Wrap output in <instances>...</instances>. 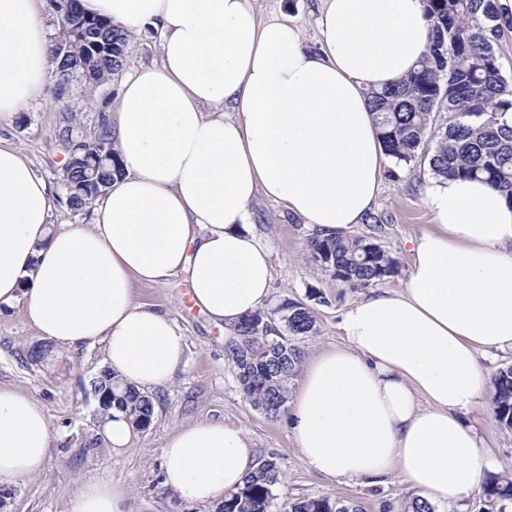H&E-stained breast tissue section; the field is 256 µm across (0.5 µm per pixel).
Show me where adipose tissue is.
<instances>
[{
	"label": "adipose tissue",
	"mask_w": 512,
	"mask_h": 512,
	"mask_svg": "<svg viewBox=\"0 0 512 512\" xmlns=\"http://www.w3.org/2000/svg\"><path fill=\"white\" fill-rule=\"evenodd\" d=\"M42 0H0V116L32 103L50 70ZM129 32L160 34V60L123 81L112 137L123 174L92 224L51 232L57 197L18 147L0 143V304L23 299L40 336L105 345V364L141 389L186 366L175 320L135 303L133 281L185 275L193 303L236 329L272 294L257 197L320 235L363 223L387 160L367 93L427 51L422 0H319V46L251 0H84ZM432 231L412 240L403 288L344 313L342 345L303 367L290 410L302 460L342 483L397 477L431 504L458 501L490 470L461 419L490 374L478 354L512 348V204L486 182L434 180ZM53 432L36 401L0 385V486L42 474ZM163 484L218 502L255 468L246 431L198 421L161 449ZM67 512H128L125 489L84 484Z\"/></svg>",
	"instance_id": "adipose-tissue-1"
}]
</instances>
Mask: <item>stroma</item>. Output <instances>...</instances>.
Wrapping results in <instances>:
<instances>
[{"label": "stroma", "instance_id": "1", "mask_svg": "<svg viewBox=\"0 0 512 512\" xmlns=\"http://www.w3.org/2000/svg\"><path fill=\"white\" fill-rule=\"evenodd\" d=\"M260 19L286 15L297 21L307 46L317 47L316 0H252ZM59 118L49 89L19 112L0 117V140L21 148L37 175L61 191L60 173L67 154L53 137ZM431 174L423 166L388 160L387 174L372 208L381 216L382 228L354 225L353 233L377 234L379 242L396 260L394 276L377 282L376 290L404 286L411 269L410 239L430 231L435 216L426 203ZM254 225L271 247L272 303L286 299L308 303L317 333L302 344L305 358L342 344L340 322L345 311L360 298L315 261L307 245L313 230L282 205L258 198L252 205ZM136 303L169 314L187 342V366L169 384L153 389L156 408L148 430L132 433L128 444L112 448L94 415L96 403L89 395L90 380L105 367L103 344L67 348L50 345L39 360L28 354L44 345L28 324L21 303L0 309V384L20 389L44 409L55 433V445L39 476L18 481L0 512H66L69 497L92 481H108L130 493L129 512H212L211 506L178 499L161 480V447L180 426L197 421L222 420L243 427L257 459H274L282 483L276 490L274 512L288 501L315 496L357 502L363 512H403L414 492L404 482L391 479L378 486L344 484L311 470L301 459L287 414L275 417L256 410L240 392L234 365L227 355L230 336L223 324L194 307L190 288L181 276L162 283L134 281ZM491 460L492 472L512 471V430L501 428L491 405L469 412Z\"/></svg>", "mask_w": 512, "mask_h": 512}]
</instances>
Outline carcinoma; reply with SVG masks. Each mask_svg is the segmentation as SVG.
Segmentation results:
<instances>
[{"label": "carcinoma", "mask_w": 512, "mask_h": 512, "mask_svg": "<svg viewBox=\"0 0 512 512\" xmlns=\"http://www.w3.org/2000/svg\"><path fill=\"white\" fill-rule=\"evenodd\" d=\"M432 22L428 52L401 82L372 91L369 101L387 156L405 165L425 164L436 177L484 179L512 203V125L498 116L512 110V90L502 75L494 45L512 29V16L498 0H422ZM130 34L107 17L81 9L61 20L51 39L54 81L63 78L100 87L127 65ZM55 140L67 154L84 161L72 164L61 180L69 207H91L121 174L113 147L112 125L102 114L91 130L81 128L76 113L60 122ZM435 141L433 150L427 141ZM311 258L348 288H367L391 277L396 261L373 236L340 232L313 237ZM230 349L239 387L254 408L273 403L287 409L290 385L304 353L299 340L316 332V320L305 304L285 299L269 311L242 319ZM111 398L97 404L105 423L111 410L121 412L135 431L149 428L155 413L151 395L123 382L107 369L90 381L89 394ZM494 414L512 430V365L492 378ZM281 475L273 461H262L241 488L227 492L214 512H270ZM487 502L504 508L512 502V473L493 474L484 485ZM284 512H361L352 501L328 497L297 499Z\"/></svg>", "instance_id": "cac0c4a2"}]
</instances>
